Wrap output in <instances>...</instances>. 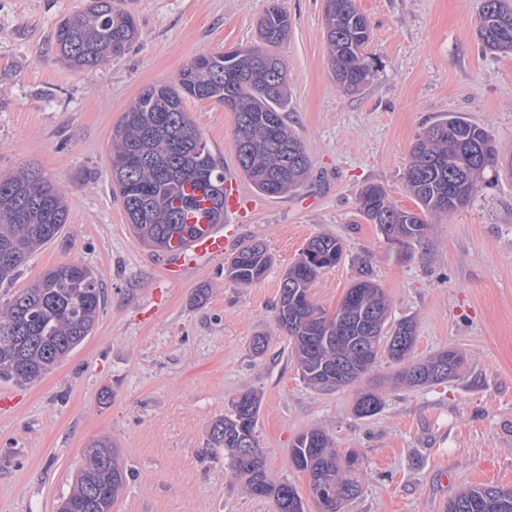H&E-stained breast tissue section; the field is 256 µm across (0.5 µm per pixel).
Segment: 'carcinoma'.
I'll return each instance as SVG.
<instances>
[{
  "mask_svg": "<svg viewBox=\"0 0 512 512\" xmlns=\"http://www.w3.org/2000/svg\"><path fill=\"white\" fill-rule=\"evenodd\" d=\"M325 36L337 83L355 93L375 75L366 52L371 29L355 0H324ZM288 12L274 5L258 21L260 43L224 53L201 54L169 84L150 85L123 113L112 130V190L119 195L127 223L141 244L170 253L174 243L196 232L188 214L201 204L199 190L211 203V223H224L223 192L195 174L198 162L221 167L185 111V98L214 99L234 112L237 160L252 186L269 197L304 186L310 159L302 140L288 125L286 73L277 49L288 40ZM477 35L484 49L512 53V7L505 0H481ZM138 36L133 14L115 0H88L86 7L62 20L54 34L58 55L71 66L94 70L123 56ZM497 143L483 125L458 112L441 114L412 147L405 173L418 211L393 204L385 188L370 184L359 195L360 211L389 239L419 242L431 217L451 215L474 198L486 172L497 173ZM68 216L64 193L35 168L0 175V284L14 279L33 254L56 239ZM343 242L315 236L284 273L275 321L293 340L304 382L336 389L360 381L372 371L378 352L400 364L411 357L416 325L389 321V304L369 270L348 288L333 315L312 298L319 275L343 258ZM272 258L260 244L242 248L226 261L225 277L235 283L262 279ZM102 284L90 267L66 263L13 292L0 304V379L19 385L41 379L89 336L104 306ZM466 358L445 349L413 361L396 374L408 386H429L462 375ZM384 407L376 390L357 396L354 413L374 416ZM259 397L245 392L231 410L212 422L209 444L224 449L231 475L253 496L271 497L276 512H305L304 502L288 482L268 474L265 453L255 435ZM97 461L79 469L60 512H112L126 482L117 451L107 438L89 444ZM291 462L309 476L319 512H343L358 496L361 461L337 453L333 439L320 429L299 435ZM447 512H512V488L470 486L448 503Z\"/></svg>",
  "mask_w": 512,
  "mask_h": 512,
  "instance_id": "obj_1",
  "label": "carcinoma"
}]
</instances>
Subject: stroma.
<instances>
[{
  "instance_id": "1",
  "label": "stroma",
  "mask_w": 512,
  "mask_h": 512,
  "mask_svg": "<svg viewBox=\"0 0 512 512\" xmlns=\"http://www.w3.org/2000/svg\"><path fill=\"white\" fill-rule=\"evenodd\" d=\"M285 9L280 54L287 121L311 160L298 191L267 197L242 175L234 114L213 100L184 108L255 207L237 221L231 251L262 243L266 276L235 284L224 256L199 261L178 282L167 256L140 245L111 190L112 128L140 91L175 80L196 55L256 40L258 18ZM85 0H0V174L34 166L65 193L59 238L36 252L0 302L68 262L92 268L105 305L90 336L43 379L20 386L0 416V512H57L87 445L110 437L126 482L112 512H274L231 477L208 445L212 421L239 394L260 399L256 435L272 478L296 487L309 512V477L290 461L296 437L326 431L356 452L361 494L346 512H446L463 487L512 486V53L484 50L480 0H356L369 20L373 81L344 92L328 61L323 0H119L138 23L122 57L92 71L60 61L58 23ZM462 112L494 134L504 161L492 186L453 215L432 219L421 242L387 239L359 212L367 184L416 209L404 173L410 149L441 113ZM338 237L344 258L319 276L314 301L335 313L362 265L383 289L392 320L413 318V356L455 347L457 378L395 385L398 364L380 355L363 380L319 391L303 382L292 341L274 319L280 282L310 238ZM263 334V355L251 349ZM380 389L383 410L360 418L359 392Z\"/></svg>"
}]
</instances>
